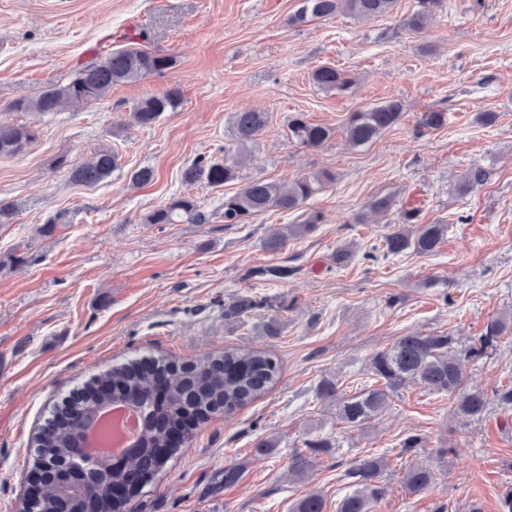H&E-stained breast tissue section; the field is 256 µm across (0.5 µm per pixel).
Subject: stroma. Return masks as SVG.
<instances>
[{
    "label": "stroma",
    "mask_w": 512,
    "mask_h": 512,
    "mask_svg": "<svg viewBox=\"0 0 512 512\" xmlns=\"http://www.w3.org/2000/svg\"><path fill=\"white\" fill-rule=\"evenodd\" d=\"M416 0L390 15L349 14L301 25V0H0V124L38 122V140L0 159V512H17L28 488L30 438L48 409L113 365L165 356L183 365L224 348L261 349L282 370L265 395L233 416L215 415L143 490L132 512H290L319 493L336 512L350 490L356 458H384L386 493L374 512H501L512 486V412L489 405L463 422L447 396L412 385L365 429L336 419L318 400L323 379L353 392L370 379V356L400 336L445 333L470 343L487 321L512 318V0H446L422 29L403 27ZM141 48L173 66L117 85L102 100L41 118L13 102L51 86L108 52ZM331 65L355 77L354 92L318 89L312 73ZM177 88L182 101L149 127L132 116L143 97ZM404 116L373 142L351 146L350 113L387 100ZM267 114L238 177L213 189L189 184L200 157L231 144L234 113ZM447 114L425 135L424 112ZM302 113L329 127L321 147L295 143L288 119ZM492 112L494 123L478 115ZM110 147L112 174L87 186L55 168ZM147 167L152 181L134 185ZM481 168L487 180L463 195L457 182ZM327 171L305 204L324 220L310 234L267 251V235L300 222L269 210L245 224L224 221V198L262 178L288 184ZM189 195L200 224H147L150 211ZM392 198L389 211L370 201ZM415 212L448 231L432 255H381L383 237ZM352 254L337 263L336 252ZM377 259H368L370 251ZM288 266L285 280L253 276ZM258 305L237 317L236 302ZM470 386L492 392L512 383V340L465 363ZM419 436L407 452L404 440ZM309 437L338 439L337 452L313 457L304 478L291 475L293 452ZM272 438L273 455L255 445ZM240 465L224 483V468ZM434 471L423 493L405 489L412 465Z\"/></svg>",
    "instance_id": "35a3bbf8"
}]
</instances>
